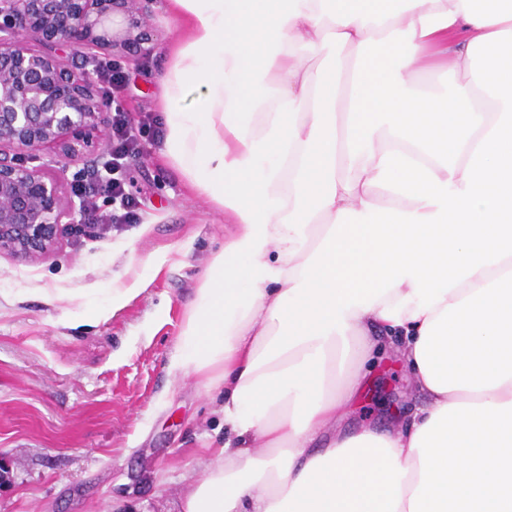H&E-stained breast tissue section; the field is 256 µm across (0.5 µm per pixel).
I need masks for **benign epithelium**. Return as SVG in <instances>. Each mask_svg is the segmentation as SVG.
Masks as SVG:
<instances>
[{"label":"benign epithelium","mask_w":512,"mask_h":512,"mask_svg":"<svg viewBox=\"0 0 512 512\" xmlns=\"http://www.w3.org/2000/svg\"><path fill=\"white\" fill-rule=\"evenodd\" d=\"M153 0H0V252L50 254L91 228L75 187L108 161L101 148L115 95L94 72L105 55L146 54ZM82 162L64 194L60 174Z\"/></svg>","instance_id":"1"}]
</instances>
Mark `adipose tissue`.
I'll return each instance as SVG.
<instances>
[{
    "instance_id": "obj_1",
    "label": "adipose tissue",
    "mask_w": 512,
    "mask_h": 512,
    "mask_svg": "<svg viewBox=\"0 0 512 512\" xmlns=\"http://www.w3.org/2000/svg\"><path fill=\"white\" fill-rule=\"evenodd\" d=\"M166 8L164 153L235 226L172 362L230 434L180 512H512V0ZM383 345L424 405L349 430Z\"/></svg>"
}]
</instances>
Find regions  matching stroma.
Segmentation results:
<instances>
[{
    "label": "stroma",
    "instance_id": "1",
    "mask_svg": "<svg viewBox=\"0 0 512 512\" xmlns=\"http://www.w3.org/2000/svg\"><path fill=\"white\" fill-rule=\"evenodd\" d=\"M149 57L116 63L132 121L161 117L158 76L180 29L153 6ZM135 222L63 236L38 260L0 253V455L12 478L0 512H179L203 475L200 450L223 439L224 391L172 371L186 306L233 230L165 157H129ZM148 282L123 309L104 305L113 282ZM347 421L381 427L420 406L408 374L385 354Z\"/></svg>",
    "mask_w": 512,
    "mask_h": 512
}]
</instances>
